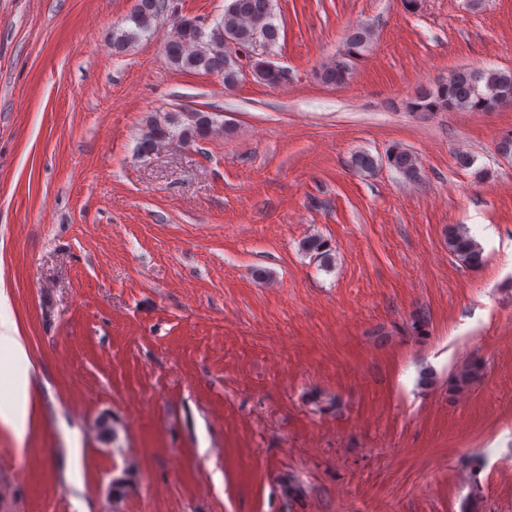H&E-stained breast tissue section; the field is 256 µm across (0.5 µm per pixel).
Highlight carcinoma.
Returning a JSON list of instances; mask_svg holds the SVG:
<instances>
[{"label":"carcinoma","instance_id":"carcinoma-1","mask_svg":"<svg viewBox=\"0 0 512 512\" xmlns=\"http://www.w3.org/2000/svg\"><path fill=\"white\" fill-rule=\"evenodd\" d=\"M161 0H137L130 21L142 32L150 31L162 11ZM374 30L361 25L349 30L344 48L326 63L318 73L321 82L342 85L351 77L355 61L364 56L371 45ZM279 27L273 22L272 0H228L224 15L210 31L190 21L175 24L165 41V54L171 65L188 72H204L224 77V86L231 88L240 80L241 69L233 57L232 49L255 52L277 43ZM262 59L253 55V75L259 80L277 85L284 81L278 73L260 66ZM512 104V71L487 69L475 71L459 68L448 79L432 88L421 90L410 102L415 112H492ZM220 129V124L210 112L197 110L190 113L183 123L173 117L150 122L140 148L152 152L174 137L193 142L203 139ZM388 164L408 181L420 179V166L416 156L395 146L387 157ZM378 164L368 153H356L351 165L360 172L370 173ZM303 250L328 261L331 249L325 240L311 236L302 244ZM448 252L461 264L478 268L483 262V251L469 231L461 226L448 227ZM484 365L469 359L459 365L448 378V391L463 394L483 379Z\"/></svg>","mask_w":512,"mask_h":512}]
</instances>
